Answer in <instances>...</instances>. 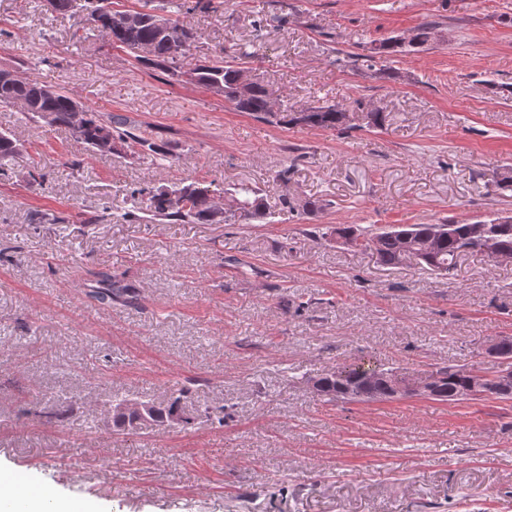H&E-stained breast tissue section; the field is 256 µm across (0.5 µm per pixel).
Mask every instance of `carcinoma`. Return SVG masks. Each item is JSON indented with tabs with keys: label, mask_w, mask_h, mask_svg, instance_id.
I'll use <instances>...</instances> for the list:
<instances>
[{
	"label": "carcinoma",
	"mask_w": 512,
	"mask_h": 512,
	"mask_svg": "<svg viewBox=\"0 0 512 512\" xmlns=\"http://www.w3.org/2000/svg\"><path fill=\"white\" fill-rule=\"evenodd\" d=\"M46 6L60 14H80L96 28L108 42L146 65L165 67L170 75L185 82L200 85L224 96L235 111L246 112L255 118L275 124L306 126L343 132L349 128V115L334 105L308 109L298 117L294 111L273 110L271 91L263 84L252 82L243 88L239 84L244 67L239 62L219 57L213 62L193 68L184 66L193 45L192 27L181 16L192 11L212 9V0H143L138 10L118 11L112 0H44ZM413 40L402 42L394 37L380 43L363 56L368 66L378 60L406 52L417 51L436 39V28L423 23L413 30ZM24 99L28 109L23 115H39L50 123L75 129L84 123L78 141L93 152L108 154L100 141L105 138L122 146L137 144L163 158L167 152L154 143L140 140L126 128L123 118L114 116L103 120L95 112L82 106L66 91L38 82H26L11 71L0 70V104L13 105V100ZM18 153V145L12 134L0 132V161L10 160ZM223 211L215 210L213 199L216 190L213 183L192 181L174 187L160 186L136 188L131 191V201L148 195L153 215L174 222L195 224H249L254 220L271 217L258 191L246 183L222 189ZM336 235L351 246L373 251L378 262L386 267H399L414 259L420 268L433 274L440 268L451 273L466 253L487 254L485 242L490 241L501 253L512 257V222L489 219L476 225L448 219L443 224H402L388 228L370 226L360 232L351 227L336 229ZM97 287L89 297L101 305L113 301L134 303L138 300L135 287L117 275L106 272L94 273ZM493 377L496 372L482 368H465L454 365L433 368L424 375L409 379L392 369L377 367L371 363L353 362L338 365L314 382V388L329 400L342 402H376L418 394L414 384H431L428 394L438 401L476 400L478 395L489 391L488 383L480 382V376ZM112 427L120 434H130L140 429L142 416L156 425L164 426L174 414H183L180 397L173 398L165 407L150 406L139 410L131 401H112Z\"/></svg>",
	"instance_id": "1"
}]
</instances>
